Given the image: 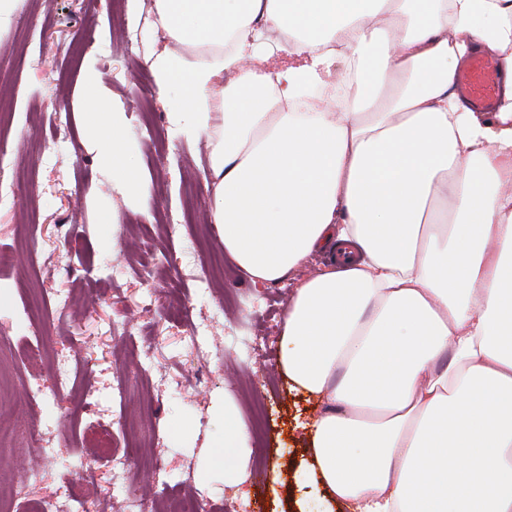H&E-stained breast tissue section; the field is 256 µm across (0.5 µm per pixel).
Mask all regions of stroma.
Here are the masks:
<instances>
[{
    "mask_svg": "<svg viewBox=\"0 0 512 512\" xmlns=\"http://www.w3.org/2000/svg\"><path fill=\"white\" fill-rule=\"evenodd\" d=\"M153 0H132L116 13L113 0H15L12 21L0 29V153L11 165L0 182L19 191L0 201V248L11 250L13 267L0 273V427L11 441L0 448V490L25 512L28 497L52 501L60 486L109 498L114 512H140L154 486L140 455L161 460L173 492L192 490L202 507L222 512H298L310 487L295 475L306 455L304 423L316 402L292 390L277 363L282 314L293 289L284 281L254 287L228 255L219 231L207 242L198 233L208 223L206 188L209 147L168 130L169 104L177 88L141 82L130 60L144 62L149 51L168 44L152 27ZM137 43H130L129 33ZM99 75L113 106L128 117L127 136L138 153L142 187L128 196L113 189L95 151L79 128L83 66ZM151 102L158 137L155 150L139 106ZM66 116L62 135L51 118ZM189 211L187 222L142 240L134 225L158 215ZM118 221L114 252L101 249L102 212ZM82 242L75 254L64 237ZM168 257L173 274L156 277L143 269L152 251ZM214 272L216 292L197 287L193 277ZM188 293L189 317L201 326L210 349L206 361L188 351L184 326L160 307L172 286ZM264 336L265 356H248L242 341ZM41 343L40 363L28 356ZM124 376V400L112 396ZM41 379L46 394L28 390ZM96 389L94 413L80 411L85 384ZM232 389L246 425L264 412L261 440L251 441L243 486L209 471V456L224 433V391ZM53 420L45 452L29 442L37 416ZM107 430L115 466L96 485L80 478L81 461L91 458L87 434ZM41 479L30 483V471Z\"/></svg>",
    "mask_w": 512,
    "mask_h": 512,
    "instance_id": "1",
    "label": "stroma"
}]
</instances>
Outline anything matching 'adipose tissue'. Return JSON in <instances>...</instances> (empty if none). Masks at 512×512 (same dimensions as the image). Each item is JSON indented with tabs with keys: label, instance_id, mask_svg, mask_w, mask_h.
I'll return each instance as SVG.
<instances>
[{
	"label": "adipose tissue",
	"instance_id": "adipose-tissue-1",
	"mask_svg": "<svg viewBox=\"0 0 512 512\" xmlns=\"http://www.w3.org/2000/svg\"><path fill=\"white\" fill-rule=\"evenodd\" d=\"M181 84L169 129L207 140L210 221L253 285L297 280L279 363L317 399L314 512H512V0H154ZM502 78L453 91L472 52ZM354 93L338 100L349 73ZM82 134L113 186L141 184L127 117L94 70ZM307 103L304 112L289 103ZM332 264L309 274L311 255ZM224 399L211 466L238 484Z\"/></svg>",
	"mask_w": 512,
	"mask_h": 512
}]
</instances>
